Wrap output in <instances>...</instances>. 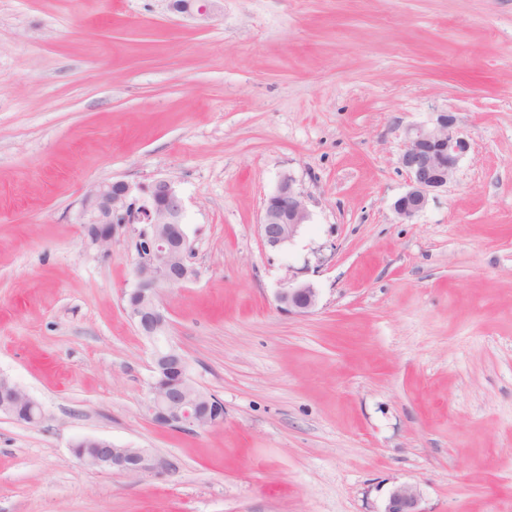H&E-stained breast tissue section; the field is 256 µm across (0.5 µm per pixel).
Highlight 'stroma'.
<instances>
[{
	"label": "stroma",
	"mask_w": 512,
	"mask_h": 512,
	"mask_svg": "<svg viewBox=\"0 0 512 512\" xmlns=\"http://www.w3.org/2000/svg\"><path fill=\"white\" fill-rule=\"evenodd\" d=\"M469 139L403 223L404 132ZM292 175L311 214L260 233ZM172 179L197 277L161 289L166 341L224 404L178 431L144 413L153 344L126 311L135 238L89 248L95 183ZM314 285L316 308L277 293ZM0 512H512V0H0ZM85 437L164 463L96 471ZM219 0H166L168 9L178 15L196 20L200 24L207 23L216 14V3ZM309 221L310 212L304 195L290 175L284 176L264 203L259 224L263 241L272 249H283ZM281 308L288 313L304 315L310 313L318 304V293L309 283L288 285L277 294ZM1 378V404L0 414L9 417L10 407L14 404V399H26L34 401L26 391L13 382L9 377L0 375ZM421 492L416 486H395L388 497L383 512H423L420 508Z\"/></svg>",
	"instance_id": "35a3bbf8"
}]
</instances>
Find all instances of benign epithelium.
Returning <instances> with one entry per match:
<instances>
[{
	"label": "benign epithelium",
	"mask_w": 512,
	"mask_h": 512,
	"mask_svg": "<svg viewBox=\"0 0 512 512\" xmlns=\"http://www.w3.org/2000/svg\"><path fill=\"white\" fill-rule=\"evenodd\" d=\"M168 9L204 24L215 16L217 0H166ZM470 141L456 128V118L439 112L431 125L407 129L400 164L408 176L409 189L393 204L398 219L410 221L429 201V195L448 186L460 160L469 152ZM184 202L174 181L157 178L148 183L122 180L94 184L81 201L78 215L85 241L105 253L112 252L116 229L140 224L137 230L134 274L136 288L127 294V310L138 331L155 343L153 381L145 411L158 426L194 430L224 424L222 402L205 395H190L182 389L164 386L162 368L177 364L188 371V362L179 348L158 345L166 335L168 320L159 302L162 286L185 284L196 277L191 264V247L184 227ZM304 195L291 176L283 177L266 198L259 224L265 244L275 250L288 246L300 227L309 223ZM281 308L293 314L310 313L318 304V293L309 283L290 285L277 294ZM16 399L32 397L9 377L0 375V414L9 415ZM97 455L75 457L87 467L126 476L152 472L157 462L143 448H119L110 440L98 441ZM421 492L412 485L394 487L384 512H423Z\"/></svg>",
	"instance_id": "7a95c632"
}]
</instances>
